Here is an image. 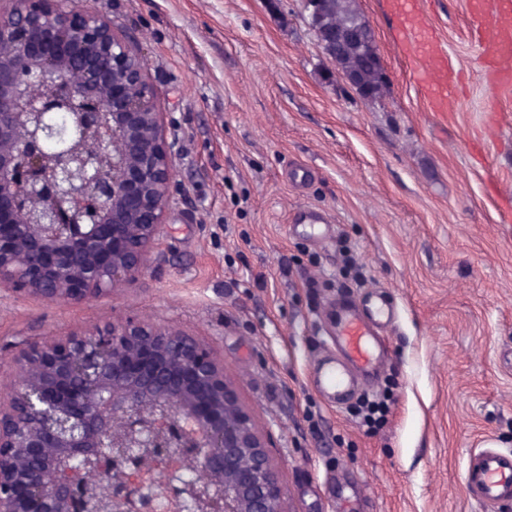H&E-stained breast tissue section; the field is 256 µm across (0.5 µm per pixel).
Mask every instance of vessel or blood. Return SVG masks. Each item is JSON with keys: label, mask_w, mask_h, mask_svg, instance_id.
Returning <instances> with one entry per match:
<instances>
[{"label": "vessel or blood", "mask_w": 512, "mask_h": 512, "mask_svg": "<svg viewBox=\"0 0 512 512\" xmlns=\"http://www.w3.org/2000/svg\"><path fill=\"white\" fill-rule=\"evenodd\" d=\"M472 17L477 36L487 53L512 58V0H473ZM418 83L435 85L432 101L435 110H442L448 99V77L438 65L433 52L419 49ZM365 313H358L353 299L335 307L336 322L332 338L343 356L342 363L322 370L317 389L336 397L348 392L351 381L348 368L375 374L382 370L387 350L377 331L378 326L394 322V314L383 292L367 298ZM468 494L490 505L512 503V451L487 448L474 454L463 476Z\"/></svg>", "instance_id": "b4317fda"}]
</instances>
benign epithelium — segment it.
I'll list each match as a JSON object with an SVG mask.
<instances>
[{
	"mask_svg": "<svg viewBox=\"0 0 512 512\" xmlns=\"http://www.w3.org/2000/svg\"><path fill=\"white\" fill-rule=\"evenodd\" d=\"M133 35L84 0H0V293L144 283L174 124ZM0 512H284L224 357L144 319L19 346L0 375Z\"/></svg>",
	"mask_w": 512,
	"mask_h": 512,
	"instance_id": "obj_1",
	"label": "benign epithelium"
}]
</instances>
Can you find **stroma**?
Wrapping results in <instances>:
<instances>
[{
    "label": "stroma",
    "mask_w": 512,
    "mask_h": 512,
    "mask_svg": "<svg viewBox=\"0 0 512 512\" xmlns=\"http://www.w3.org/2000/svg\"><path fill=\"white\" fill-rule=\"evenodd\" d=\"M359 3L389 77L372 102L337 77L301 0H88L135 31L181 123L165 262L109 298L0 295V372L19 341L149 318L223 355L285 512H487L463 473L477 449L512 450V71L481 50L471 0H420L454 78L435 111L395 0ZM304 209L331 218L329 238L294 224ZM377 288L400 310L389 359L332 403L310 382L329 304Z\"/></svg>",
    "instance_id": "obj_1"
}]
</instances>
